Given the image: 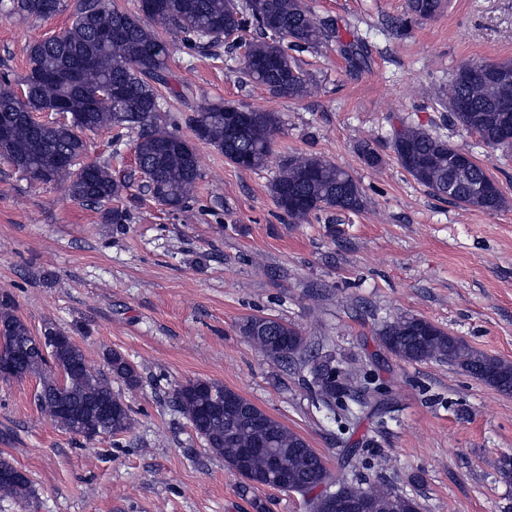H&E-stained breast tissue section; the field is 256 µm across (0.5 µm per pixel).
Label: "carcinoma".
Returning <instances> with one entry per match:
<instances>
[{
	"label": "carcinoma",
	"mask_w": 512,
	"mask_h": 512,
	"mask_svg": "<svg viewBox=\"0 0 512 512\" xmlns=\"http://www.w3.org/2000/svg\"><path fill=\"white\" fill-rule=\"evenodd\" d=\"M160 0L159 9L141 18L109 0H77L74 19L62 33L36 37L29 46L28 70L13 81L0 75V129H7L0 155L41 183L57 181L55 159L71 160L69 196L86 205H101L121 197L130 188L126 178L114 176L105 164L85 161L83 134L101 129H127L137 133L136 163L144 175L143 188L157 202L174 210L192 197L199 175L194 145L176 129L157 123L161 111L157 85L166 83L169 43L155 26L183 36L190 45L212 46L228 34L253 27L261 37L244 43L245 72L271 96L289 100L310 96L315 83L307 78L288 53L321 43L335 34L333 25L314 16L303 0ZM66 0H0L5 16L49 18L66 10ZM442 0H407L406 28L414 21L431 18ZM478 63L460 66L448 91L436 98L448 108L464 130L476 134L487 146L512 153V138L505 135V113L499 110L500 89L489 78L472 76ZM112 98L97 99L104 86ZM238 106L214 103L189 116L194 136L220 152L239 168L263 167L272 154V137L279 128L277 113L244 108L246 135L231 139L228 121ZM68 114L69 121L44 124L37 112ZM392 151L398 164L434 195L465 206L498 210L504 196L488 169L471 154L443 137L413 125L395 131ZM280 210L295 223L313 214L337 210L359 212L367 199L352 176L337 165L313 154L295 153L279 160L271 184ZM0 341L8 353H20L8 381L33 375L39 378L37 408L59 428L90 442V434L119 437L129 433L134 418L122 394L112 382L130 392L139 388L136 366L117 350L105 356L109 375L88 369L83 350L76 344L56 345L45 352L36 344L27 324L13 313L8 300L0 301ZM240 332L269 360L306 369L313 401L341 431L355 426L366 414L387 424L389 399L384 389L351 365L333 357L330 336H308L292 323L266 316H249ZM385 349L405 362H445L499 392L512 394V364L472 349L459 336L416 316H398L379 332ZM320 351V363L309 358V346ZM66 373L65 385L47 374L50 366ZM112 403V411L98 412L100 402ZM174 404L206 447L224 458L248 487L275 488L269 479V454L276 455L277 471L288 483L307 493L311 512H341L339 504L368 502V512H418L417 499L385 481L357 474L335 475L324 457L308 442L268 415L233 389L207 380H189L174 389ZM81 410L76 420L64 407ZM268 448L271 453L263 452ZM340 496L324 497L331 486ZM29 478L0 457V499L26 500Z\"/></svg>",
	"instance_id": "obj_1"
}]
</instances>
